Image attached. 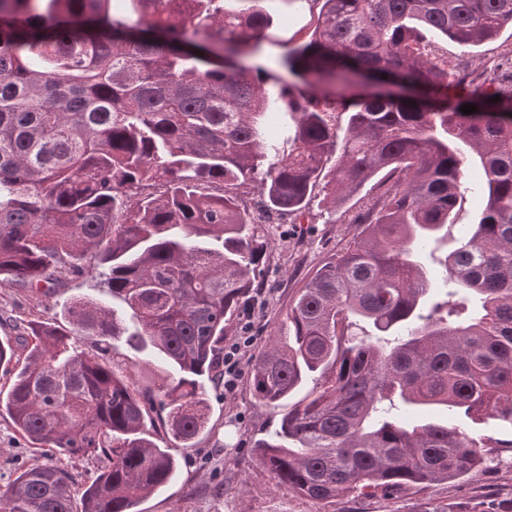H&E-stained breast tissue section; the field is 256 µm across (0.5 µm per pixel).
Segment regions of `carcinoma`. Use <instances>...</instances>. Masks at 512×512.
Returning a JSON list of instances; mask_svg holds the SVG:
<instances>
[{"label":"carcinoma","instance_id":"obj_1","mask_svg":"<svg viewBox=\"0 0 512 512\" xmlns=\"http://www.w3.org/2000/svg\"><path fill=\"white\" fill-rule=\"evenodd\" d=\"M242 2L0 0V278L39 291L104 267L112 298L72 299L66 328L28 322L22 357L0 340V413L54 458L101 462L85 487L52 461L20 470L5 512H136L169 482L147 425L187 448L202 433L201 379L262 295V225L313 223L323 179L335 210L370 194L252 364L266 406L315 380L256 440L257 468L315 503L421 489L483 471L499 442L410 410L512 425V50L489 79L430 41H492L512 0H310L314 29L278 61L288 82L262 61V0ZM472 173L484 203L445 256L442 302L426 260ZM122 337L177 381L134 388L110 357Z\"/></svg>","mask_w":512,"mask_h":512}]
</instances>
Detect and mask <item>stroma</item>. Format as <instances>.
I'll use <instances>...</instances> for the list:
<instances>
[{
	"label": "stroma",
	"mask_w": 512,
	"mask_h": 512,
	"mask_svg": "<svg viewBox=\"0 0 512 512\" xmlns=\"http://www.w3.org/2000/svg\"><path fill=\"white\" fill-rule=\"evenodd\" d=\"M263 7L272 22L264 32L262 48L274 63L289 47L306 40L317 13L310 0H265ZM433 43L439 54L461 60L469 70L480 73L512 50V34L502 33L496 41L470 51L441 36L434 37ZM311 207L314 223L279 224L269 235L265 306L253 317L257 338L253 354L263 352L271 334L280 328L298 289L355 230L325 207L322 195H315ZM75 296L101 300L105 294L88 277L65 279L39 293L7 279L0 281V339L15 337L13 319L60 318L64 302ZM112 360L131 372V381L139 389L157 386L175 375L151 351L131 350L121 339L112 344ZM312 387V382H305L279 406L270 407L255 402L249 378H242L230 396L223 387L206 384L208 425L193 447L173 443L162 429L151 430V439L169 449L179 470L165 487L139 504V512H512V425L494 419L481 430L504 440L505 445L497 449L485 472L470 478L386 496L360 495L336 505L317 504L296 492L275 488L257 469L253 444L272 433L288 408ZM49 460L47 449L33 447L14 431L8 417H0V494L19 466Z\"/></svg>",
	"instance_id": "stroma-1"
}]
</instances>
